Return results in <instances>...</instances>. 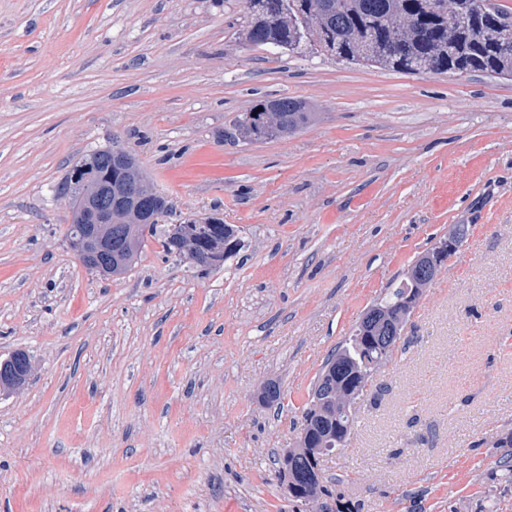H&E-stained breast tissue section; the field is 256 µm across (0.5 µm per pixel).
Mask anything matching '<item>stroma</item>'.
<instances>
[{"mask_svg":"<svg viewBox=\"0 0 512 512\" xmlns=\"http://www.w3.org/2000/svg\"><path fill=\"white\" fill-rule=\"evenodd\" d=\"M243 0H0V512H306L275 458L328 353L449 225L469 234L322 464L330 506L512 512V79L240 44ZM291 96L316 117L246 143ZM119 144L243 247L203 271L154 240L84 269L57 185ZM278 382L281 398L258 389ZM269 111L275 116L270 121L266 119V113ZM253 112H256V116H252ZM314 114L306 112L302 101L281 96L258 101L248 112H244L235 120V125L245 141L261 143L273 138L288 137L311 123ZM32 361L29 355L21 356L17 363L5 370V361L0 363V390L4 388L17 389L22 387L32 373Z\"/></svg>","mask_w":512,"mask_h":512,"instance_id":"obj_1","label":"stroma"}]
</instances>
